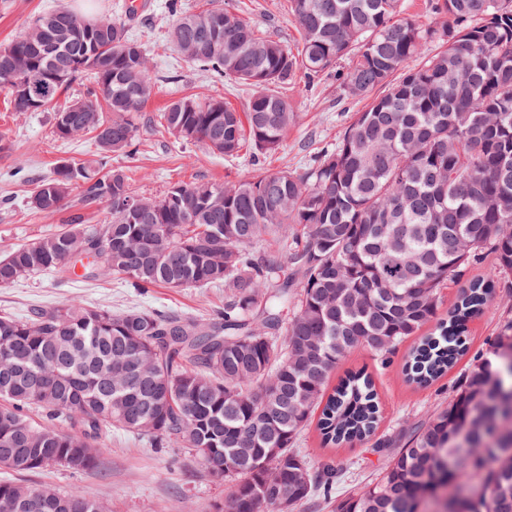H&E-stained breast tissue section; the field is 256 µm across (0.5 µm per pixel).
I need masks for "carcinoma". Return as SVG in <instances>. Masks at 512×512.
<instances>
[{"label":"carcinoma","instance_id":"1","mask_svg":"<svg viewBox=\"0 0 512 512\" xmlns=\"http://www.w3.org/2000/svg\"><path fill=\"white\" fill-rule=\"evenodd\" d=\"M296 48L264 37L236 12L171 0L169 43L189 64L252 90L243 113L222 97L173 99L143 115L155 91L149 55L126 19L67 7L40 14L0 47V92L15 112H53L61 141L91 136L90 164L57 161L28 200L60 210L75 189L111 216L73 225L0 258V285L41 271L134 288L224 285V309L202 324L175 313L64 304L20 319L0 314V449L30 452L6 466L0 512H101L25 477L94 469L121 428L184 448L233 483L226 512H291L332 494L339 471L293 451L316 423L325 448H392L381 479L336 512H417L420 493L447 491L451 512H512V311L491 357L396 443L376 437L374 381L354 372L329 387L350 353L381 363L416 338L404 381L429 386L470 349L469 323L497 281L474 279L439 314L440 292L485 252L512 273V0H432L435 22L402 18L401 0H289ZM428 44L439 51L424 54ZM340 61L345 97L364 101L336 145L308 166L246 180L131 191L112 156L137 153L140 128L226 158L244 145L277 151L302 114L275 91L297 69L313 80ZM87 93L63 106L73 83Z\"/></svg>","mask_w":512,"mask_h":512}]
</instances>
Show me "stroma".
I'll use <instances>...</instances> for the list:
<instances>
[{"label":"stroma","instance_id":"35a3bbf8","mask_svg":"<svg viewBox=\"0 0 512 512\" xmlns=\"http://www.w3.org/2000/svg\"><path fill=\"white\" fill-rule=\"evenodd\" d=\"M128 0H0V45L22 32L33 19L64 5L88 17L109 14L120 16ZM146 7L130 32L146 43L157 91L146 108L155 115L171 99L193 95L199 98L223 97L237 111H244L250 96L247 87L217 79L189 66L167 43L164 33L167 16L165 0H144ZM242 18L256 24L260 34L296 44L299 34L288 13V0H222ZM278 91L288 99L303 118L290 129L278 152L253 160L243 155L236 160L211 153L203 144H174L164 130L145 133L134 157L116 155L112 165L125 172L130 187L137 194L159 196L173 182L240 180L251 176L255 166L276 171L300 169L308 165L314 149L335 143L352 115L362 105L347 99L338 87L335 73H327L317 86H308L303 73ZM0 132L11 142L9 151L0 152V256L19 245L43 235L67 228L74 213H82L84 225L104 223L109 217L108 204L80 208L78 195H71L57 213L42 216L28 205V196L36 179L49 176L62 158L91 161L93 147L88 139L70 142L55 140L52 115L48 112H16L0 97ZM77 303L107 307L115 312L177 311L207 320L224 306V288L171 289L130 288L102 274L88 281L63 279L53 274L26 275L0 286V314L25 317L32 310ZM512 307V290L496 289L484 312L471 321L470 352L484 354L494 337L503 312ZM404 349H397L388 364L366 350L354 351L336 369L344 374L366 368L375 377L384 407L380 432L397 435L402 426L420 419L447 401L455 383L467 373L470 362L462 360L448 375L433 386L418 389L407 385L401 375ZM108 449L98 469L73 473L49 469L35 474L38 482L51 484L63 493L76 492L86 498L105 502L111 512H216L231 489L224 478L212 474L179 448H154L131 433L112 431ZM299 450L316 465L329 463L343 476L330 498L298 512H335L337 500L371 483L384 470L388 452L368 444L347 448H325L315 426L303 431Z\"/></svg>","mask_w":512,"mask_h":512}]
</instances>
